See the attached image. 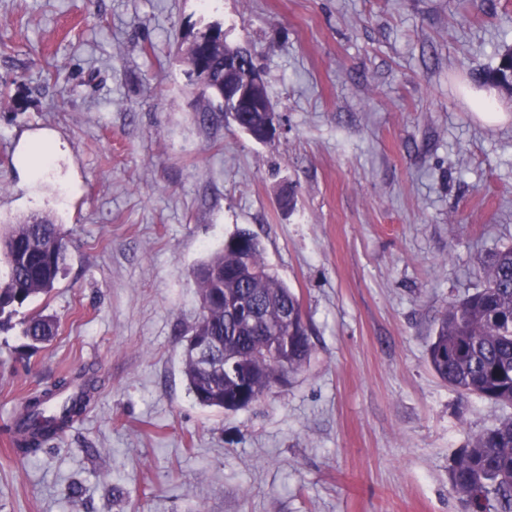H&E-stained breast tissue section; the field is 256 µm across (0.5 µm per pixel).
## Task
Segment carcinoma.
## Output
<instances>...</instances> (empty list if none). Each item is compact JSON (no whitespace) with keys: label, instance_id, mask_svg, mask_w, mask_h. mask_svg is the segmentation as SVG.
Here are the masks:
<instances>
[{"label":"carcinoma","instance_id":"cac0c4a2","mask_svg":"<svg viewBox=\"0 0 512 512\" xmlns=\"http://www.w3.org/2000/svg\"><path fill=\"white\" fill-rule=\"evenodd\" d=\"M221 26L206 25L195 38L203 45L186 52L187 75L209 72L211 91L198 93L205 115L224 116L219 95L224 90V48L217 45ZM512 62V48L499 54L498 64L484 72L481 83L500 88ZM244 244H224L196 268L201 306L206 309L190 334L212 342L211 355L234 358L244 371L210 374L183 349L189 392L201 406L233 410L228 400L245 395L259 401L285 375L298 373L311 356L310 337L300 333L304 318L298 297L266 264L263 246L249 231L234 234ZM0 255L6 264L0 284V316L17 312L49 294L66 260L67 241L47 215L33 214L0 230ZM251 298L265 321L258 332L228 317L224 304ZM56 323L34 311L23 321V336L35 348L54 337ZM270 336L288 337L281 361H268L261 345ZM434 372L461 397L477 396L512 408V246L499 250L486 269L485 284L448 304L437 322L428 349ZM96 380L82 375L63 378L22 403L13 427L18 451L37 453L44 443L69 427L86 410ZM451 490L471 512H512V415L476 435L461 448L448 472Z\"/></svg>","mask_w":512,"mask_h":512}]
</instances>
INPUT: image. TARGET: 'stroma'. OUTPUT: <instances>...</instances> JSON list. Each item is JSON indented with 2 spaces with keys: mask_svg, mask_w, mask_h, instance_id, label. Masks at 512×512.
I'll return each instance as SVG.
<instances>
[{
  "mask_svg": "<svg viewBox=\"0 0 512 512\" xmlns=\"http://www.w3.org/2000/svg\"><path fill=\"white\" fill-rule=\"evenodd\" d=\"M204 22L258 58L273 142L197 112L177 49ZM506 45L512 0H0V222L48 214L68 241L0 325V512H467L451 461L512 409L427 349L512 245V97L476 78ZM45 129L64 152L33 179L17 145ZM241 230L313 349L225 412L189 394L182 346L193 268ZM32 310L57 323L34 352ZM82 371L84 414L14 452L21 400Z\"/></svg>",
  "mask_w": 512,
  "mask_h": 512,
  "instance_id": "stroma-1",
  "label": "stroma"
}]
</instances>
